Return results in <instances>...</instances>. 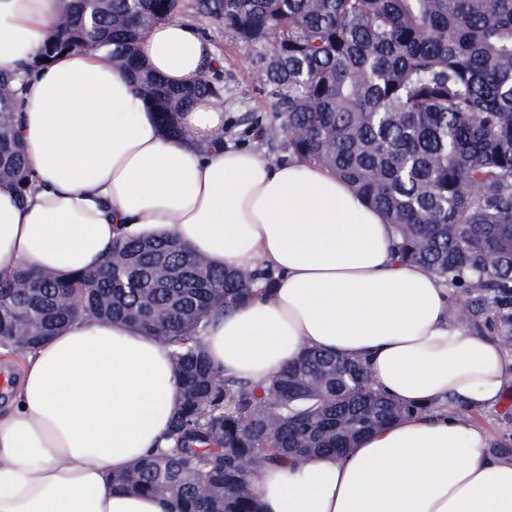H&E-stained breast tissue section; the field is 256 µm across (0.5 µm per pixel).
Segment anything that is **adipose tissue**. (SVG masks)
Returning a JSON list of instances; mask_svg holds the SVG:
<instances>
[{"label": "adipose tissue", "mask_w": 512, "mask_h": 512, "mask_svg": "<svg viewBox=\"0 0 512 512\" xmlns=\"http://www.w3.org/2000/svg\"><path fill=\"white\" fill-rule=\"evenodd\" d=\"M62 11L63 0H0V71L22 78L18 136L38 185L23 199L0 186V274L94 270L121 233L175 237L216 267L268 268L272 295L209 322L215 366L262 387L305 349L342 353L418 413L345 454L261 468L263 512H512V459L458 413L502 404L512 353L452 316L445 281L401 261L393 226L328 169L218 144L224 110L207 97L166 134L108 50L41 62ZM137 57L172 87L214 64L177 17L150 26ZM181 392L161 342L75 317L23 354L0 407V512H174L114 490L112 476L167 447Z\"/></svg>", "instance_id": "obj_1"}]
</instances>
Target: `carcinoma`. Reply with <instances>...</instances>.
I'll return each mask as SVG.
<instances>
[{
  "mask_svg": "<svg viewBox=\"0 0 512 512\" xmlns=\"http://www.w3.org/2000/svg\"><path fill=\"white\" fill-rule=\"evenodd\" d=\"M179 0H70L44 57L112 49L179 135L197 95L224 103V71L172 88L141 69L145 26ZM254 54L271 115L245 118L287 136L288 154L331 170L393 224L400 257L460 292L466 315L512 344V0H195ZM14 73L0 72V185L34 186L17 134ZM274 274L206 264L170 237L121 234L99 270L59 278L33 267L0 275V341L18 354L82 313L120 321L169 348L183 391L174 447L113 485L167 498L176 512H261L249 489L263 463L336 454L412 413L376 391L362 363L309 349L264 387L224 377L204 346L207 322L249 302ZM251 467H245V463Z\"/></svg>",
  "mask_w": 512,
  "mask_h": 512,
  "instance_id": "1",
  "label": "carcinoma"
}]
</instances>
